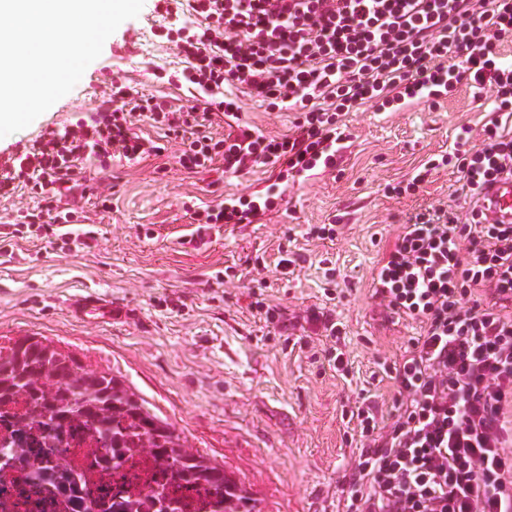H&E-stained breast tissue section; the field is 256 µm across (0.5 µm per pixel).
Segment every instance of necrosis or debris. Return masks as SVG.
<instances>
[{
	"label": "necrosis or debris",
	"instance_id": "4bbe7bcc",
	"mask_svg": "<svg viewBox=\"0 0 512 512\" xmlns=\"http://www.w3.org/2000/svg\"><path fill=\"white\" fill-rule=\"evenodd\" d=\"M26 438L28 456L0 473V512H69L60 496H48L43 485L30 475L33 462L51 464L60 455L70 467L86 469L90 474L88 482L80 486L82 500L109 506L137 503L141 512H154L149 494L160 488L182 504V512H221L214 497L156 465L144 449H124L120 458L104 465L95 461V443L87 429L71 430L58 449L44 445L39 429L28 431Z\"/></svg>",
	"mask_w": 512,
	"mask_h": 512
}]
</instances>
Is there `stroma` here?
Masks as SVG:
<instances>
[{
    "label": "stroma",
    "instance_id": "obj_1",
    "mask_svg": "<svg viewBox=\"0 0 512 512\" xmlns=\"http://www.w3.org/2000/svg\"><path fill=\"white\" fill-rule=\"evenodd\" d=\"M149 8L124 21L92 62L87 78L25 129L0 139V162L38 143L44 132L76 122L96 105L100 85L118 79L136 90L185 98L168 82L181 59L151 38ZM241 123L270 136L286 134L295 115L265 111L240 94ZM490 92L459 84L436 104L395 112L363 106L350 113L335 166L273 182L266 168L236 174L223 165L193 173L178 162L179 142L139 163L88 160L111 210L81 206L98 228L97 246L60 251L18 239L0 255V337L35 336L89 368L111 371L181 435L186 450L223 466L248 492L254 512H337L345 477L357 463L347 443V410L363 396L384 420L396 391L382 372L400 358L418 321L389 314L372 283L406 214L444 207L466 216L471 203L460 175L444 165L412 195L386 187L410 179L428 159L450 151L462 128L484 145ZM279 194L254 224L223 225L193 245L185 207L194 199ZM314 224L341 229L334 241L309 238ZM298 259L293 274L276 270L281 248ZM93 289L110 298L111 322L74 317L70 299ZM280 311L279 330L252 307L256 295ZM330 316L337 342L307 324L309 310ZM337 346V371L316 356Z\"/></svg>",
    "mask_w": 512,
    "mask_h": 512
}]
</instances>
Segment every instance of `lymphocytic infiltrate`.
Returning <instances> with one entry per match:
<instances>
[{"label": "lymphocytic infiltrate", "instance_id": "f902f5d3", "mask_svg": "<svg viewBox=\"0 0 512 512\" xmlns=\"http://www.w3.org/2000/svg\"><path fill=\"white\" fill-rule=\"evenodd\" d=\"M156 41L183 60L189 99L175 106L108 82L89 117L47 131L37 148L12 155L0 196L26 189L31 207L0 231L62 249L90 247L96 233L68 201L90 178L88 158L162 155L134 132L142 116L180 138L179 161L194 171L222 163L307 173L333 166L340 121L366 103L390 109L435 102L461 81L489 86V143H455L449 161L466 196L512 176V60L495 44L512 39V0H151ZM241 87L270 109L295 111L291 133L240 127L231 94ZM239 132H214V122ZM264 209L243 195L189 208L200 229L251 224ZM389 313L423 332L383 372L397 389L391 423L364 401L352 410L358 464L342 489L344 512H512V224L467 222L451 211L411 214L375 276Z\"/></svg>", "mask_w": 512, "mask_h": 512}]
</instances>
